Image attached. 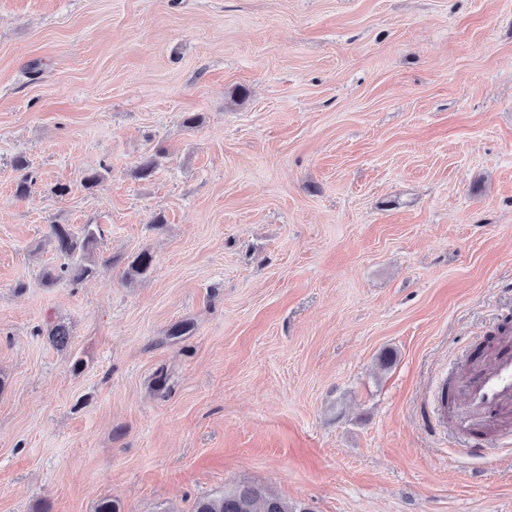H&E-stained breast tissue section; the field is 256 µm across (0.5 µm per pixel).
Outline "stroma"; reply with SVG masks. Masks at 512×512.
<instances>
[{
  "label": "stroma",
  "mask_w": 512,
  "mask_h": 512,
  "mask_svg": "<svg viewBox=\"0 0 512 512\" xmlns=\"http://www.w3.org/2000/svg\"><path fill=\"white\" fill-rule=\"evenodd\" d=\"M511 318L512 0H0V512H512L432 413ZM50 234L56 251L67 262L59 270L53 268L45 271L44 278L47 282L66 280L71 284H78L95 272V261L92 257L101 240L99 229L94 228L93 224H86L79 234L67 224H54L50 227ZM195 512H305L296 504L263 492L251 485H240L197 503Z\"/></svg>",
  "instance_id": "1"
}]
</instances>
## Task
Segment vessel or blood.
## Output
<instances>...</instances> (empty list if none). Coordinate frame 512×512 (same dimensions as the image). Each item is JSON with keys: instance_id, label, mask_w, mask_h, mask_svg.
Listing matches in <instances>:
<instances>
[{"instance_id": "vessel-or-blood-1", "label": "vessel or blood", "mask_w": 512, "mask_h": 512, "mask_svg": "<svg viewBox=\"0 0 512 512\" xmlns=\"http://www.w3.org/2000/svg\"><path fill=\"white\" fill-rule=\"evenodd\" d=\"M436 416L443 425L512 432V347H503L488 363L469 371L460 385L458 409L451 413L441 405Z\"/></svg>"}]
</instances>
